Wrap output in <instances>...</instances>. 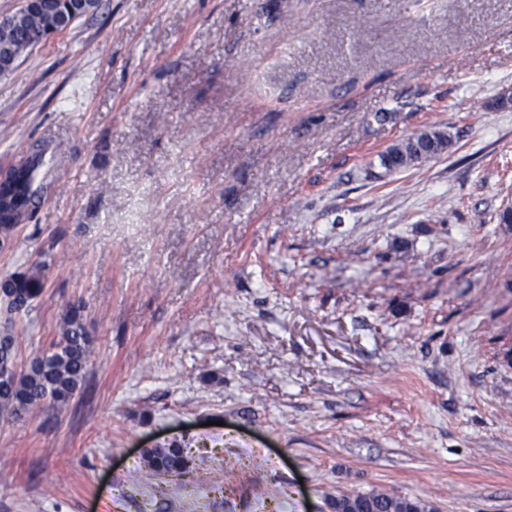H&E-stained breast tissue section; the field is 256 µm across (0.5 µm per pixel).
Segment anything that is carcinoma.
Returning a JSON list of instances; mask_svg holds the SVG:
<instances>
[{
	"label": "carcinoma",
	"mask_w": 512,
	"mask_h": 512,
	"mask_svg": "<svg viewBox=\"0 0 512 512\" xmlns=\"http://www.w3.org/2000/svg\"><path fill=\"white\" fill-rule=\"evenodd\" d=\"M96 0H34L32 4L0 25V62L16 61L32 46L38 35L48 37L65 30L67 16L87 13ZM451 137L431 130L390 146L380 155L381 165L396 171L414 163L420 155L431 158L447 151ZM42 156L37 154L15 166L13 188L0 192V236L9 237L14 230L17 210L33 205L34 183ZM6 289L9 310L27 308L41 293V273H18L0 282ZM94 357L92 338L86 330L81 310H67L60 334L50 347L22 368L18 366L15 337L0 335V414L20 417L34 415L45 405L63 408L81 389L88 364ZM147 471L142 479L150 481L162 474L188 473V460L178 445L146 453ZM335 512H426V507L407 498L371 491L338 495L330 502Z\"/></svg>",
	"instance_id": "carcinoma-1"
}]
</instances>
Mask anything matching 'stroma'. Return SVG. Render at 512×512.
<instances>
[{
    "label": "stroma",
    "instance_id": "stroma-1",
    "mask_svg": "<svg viewBox=\"0 0 512 512\" xmlns=\"http://www.w3.org/2000/svg\"><path fill=\"white\" fill-rule=\"evenodd\" d=\"M508 94L512 0H99L28 49L0 169L45 164L0 280L44 288L0 335L27 364L78 305L95 356L0 418V512H512ZM172 444L193 494L141 479ZM451 137L445 132L431 130L417 134L401 143L390 146L380 155L381 165L396 171L411 166L420 155L431 158L447 151ZM336 512H425L417 501L371 491L353 495H338L330 502Z\"/></svg>",
    "mask_w": 512,
    "mask_h": 512
}]
</instances>
